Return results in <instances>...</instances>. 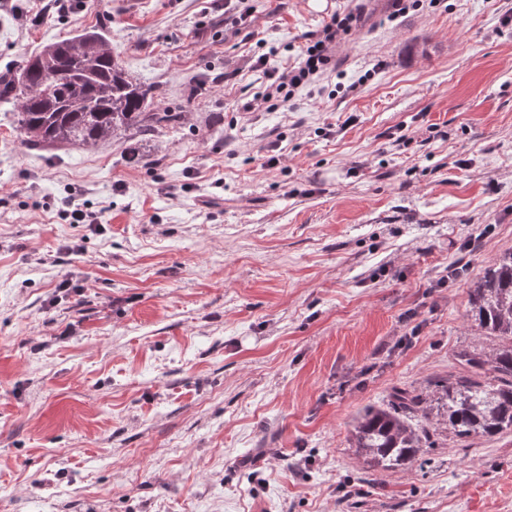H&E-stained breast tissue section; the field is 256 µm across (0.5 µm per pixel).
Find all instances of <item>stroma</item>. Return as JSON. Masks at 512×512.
I'll use <instances>...</instances> for the list:
<instances>
[{
    "label": "stroma",
    "instance_id": "stroma-1",
    "mask_svg": "<svg viewBox=\"0 0 512 512\" xmlns=\"http://www.w3.org/2000/svg\"><path fill=\"white\" fill-rule=\"evenodd\" d=\"M349 11L335 71L242 111L259 44L295 60ZM391 12L0 10V75L93 27L158 110L185 115L43 151L0 104V512H349V491L358 512H512V436L376 475L348 439L393 386L458 370L470 285L512 250V0ZM74 204L99 225L62 220Z\"/></svg>",
    "mask_w": 512,
    "mask_h": 512
}]
</instances>
